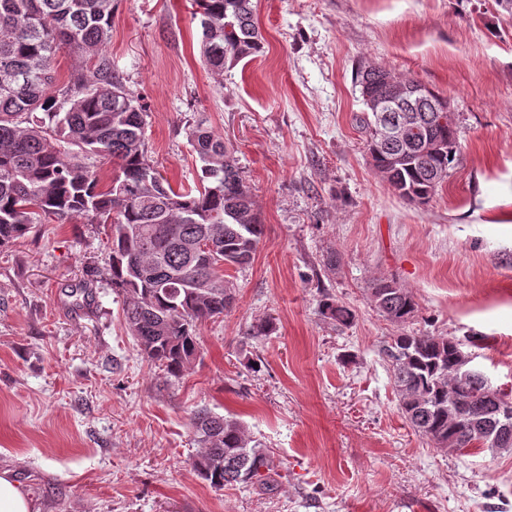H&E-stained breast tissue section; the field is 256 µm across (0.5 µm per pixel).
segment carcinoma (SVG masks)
<instances>
[{
  "instance_id": "carcinoma-1",
  "label": "carcinoma",
  "mask_w": 512,
  "mask_h": 512,
  "mask_svg": "<svg viewBox=\"0 0 512 512\" xmlns=\"http://www.w3.org/2000/svg\"><path fill=\"white\" fill-rule=\"evenodd\" d=\"M117 0H0V248L25 236L35 212L58 221L101 218L111 225L108 276L124 299L126 329L141 354L174 377L198 356L196 325L224 315L235 295L225 271L251 264L264 224L234 149L205 122L192 130L198 184L173 187L148 158L147 106L126 88L104 45ZM202 61L218 82L224 70L259 52L262 34L253 0H195ZM67 48L90 65L58 82L52 67ZM389 73L361 66L356 82L382 97ZM425 111L404 145L381 143L377 113L355 115L371 165L404 200L424 205L448 179L460 151L456 119L439 124L432 105L447 103L423 89ZM434 142L440 148L423 150ZM94 155L112 162L101 184ZM209 241L207 250L189 243ZM376 308L403 325L418 311L415 296L394 279L372 286ZM321 314L341 326L354 320L329 295ZM381 355L394 370L399 405L412 429L439 448L512 449V399L489 392L481 374L456 371L464 352L453 338L424 332L390 337ZM202 448L193 468L210 487L266 484L264 449L250 444L241 423L197 411Z\"/></svg>"
}]
</instances>
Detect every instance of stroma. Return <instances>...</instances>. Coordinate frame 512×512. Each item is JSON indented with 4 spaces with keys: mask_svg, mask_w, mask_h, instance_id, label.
<instances>
[{
    "mask_svg": "<svg viewBox=\"0 0 512 512\" xmlns=\"http://www.w3.org/2000/svg\"><path fill=\"white\" fill-rule=\"evenodd\" d=\"M260 54L216 81L191 0H119L105 47L149 108V160L172 186L206 119L265 226L230 272L234 305L196 328L181 377L144 358L107 275L110 227L35 216L0 250V470L38 512H512V451L436 447L406 422L380 355L401 330L459 339L512 396V13L497 0H254ZM370 63L447 98L461 154L424 206L373 170L353 116ZM98 270L93 299L71 290ZM411 291L400 326L371 299ZM350 307L341 327L323 295ZM269 319L270 336L251 329ZM201 408L238 419L272 490L211 488L191 462ZM371 290L373 302L386 320L403 325L415 317L418 311L415 296L395 279L377 280Z\"/></svg>",
    "mask_w": 512,
    "mask_h": 512,
    "instance_id": "1",
    "label": "stroma"
}]
</instances>
